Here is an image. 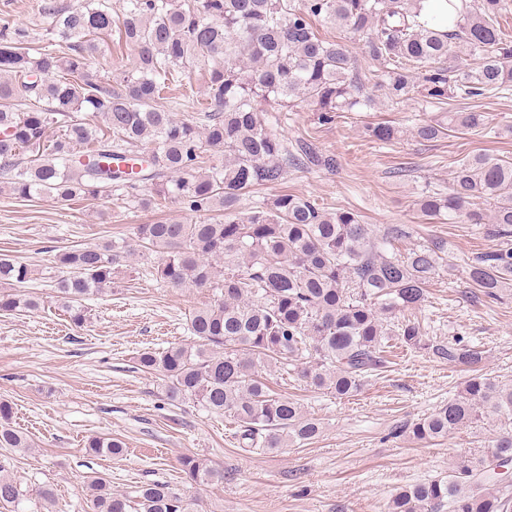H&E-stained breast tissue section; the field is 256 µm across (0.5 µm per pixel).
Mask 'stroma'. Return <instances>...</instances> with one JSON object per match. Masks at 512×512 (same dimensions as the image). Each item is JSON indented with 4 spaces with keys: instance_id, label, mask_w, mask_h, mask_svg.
Here are the masks:
<instances>
[{
    "instance_id": "obj_1",
    "label": "stroma",
    "mask_w": 512,
    "mask_h": 512,
    "mask_svg": "<svg viewBox=\"0 0 512 512\" xmlns=\"http://www.w3.org/2000/svg\"><path fill=\"white\" fill-rule=\"evenodd\" d=\"M36 2L0 0V22L27 27L33 47L50 49L54 41L35 13ZM472 111L484 115L477 131L454 128L431 141L415 133L441 113ZM317 117L313 105L304 103L282 114L281 129L288 140L310 138L335 154L338 172H289L283 187L255 190L244 196L242 207L283 189L359 212L378 237L393 227L404 229V253L443 242L445 263L410 318L424 339L480 346L483 373L512 384V288L495 302L474 299L466 269L478 254L500 248V239L488 235L485 225L429 220L420 211L425 194L447 192L464 157L512 159V96L438 104L416 93L403 104L380 101L326 125ZM384 121L397 130L392 141L365 136L366 124ZM188 216L183 204L169 200L143 210L115 196L59 203L22 200L0 189V253L30 265L27 289L43 300L37 311L0 315V400L12 405L14 426L33 443L30 450L10 454L22 498L16 505L0 504V512H82L81 487L94 474L128 494L152 481L170 482L197 500L195 512H385L400 488L447 476L461 454L483 453L485 439L501 427L491 415L437 442L402 436L404 427L454 398L468 378L432 355L397 354L368 376L360 392L343 398L310 389L286 373H268L271 388L298 399L322 432L313 443L259 454L239 448L231 417L171 401L162 378L136 364L142 351L188 342L186 318L209 303L207 290L167 288L132 273L85 300L83 326L59 309L57 252L113 239L134 224ZM95 436L120 439L123 454L88 453L85 445ZM185 455L222 469L223 481L195 488L181 470ZM44 485L56 492L48 509L34 495Z\"/></svg>"
}]
</instances>
